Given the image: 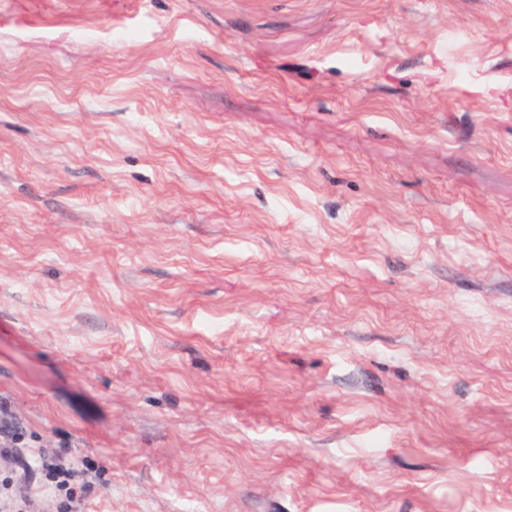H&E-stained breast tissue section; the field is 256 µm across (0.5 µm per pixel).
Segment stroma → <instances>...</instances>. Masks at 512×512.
Segmentation results:
<instances>
[{"instance_id":"1","label":"stroma","mask_w":512,"mask_h":512,"mask_svg":"<svg viewBox=\"0 0 512 512\" xmlns=\"http://www.w3.org/2000/svg\"><path fill=\"white\" fill-rule=\"evenodd\" d=\"M512 512V0H0V503ZM82 473L63 460V455H57L56 461L49 465L51 484L55 490L64 494L66 509L81 508V500L74 497V486Z\"/></svg>"}]
</instances>
